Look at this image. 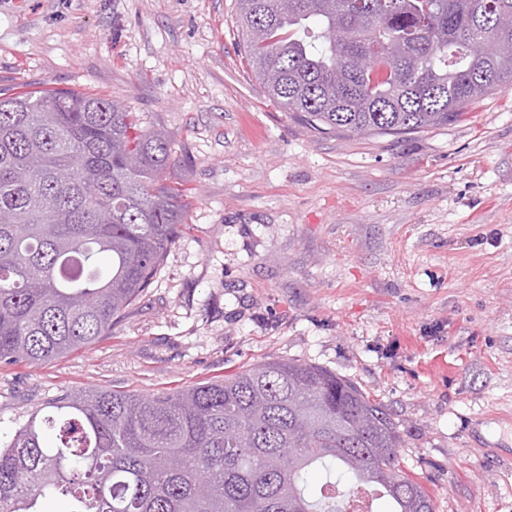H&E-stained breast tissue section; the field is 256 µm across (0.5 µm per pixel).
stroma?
<instances>
[{"mask_svg":"<svg viewBox=\"0 0 512 512\" xmlns=\"http://www.w3.org/2000/svg\"><path fill=\"white\" fill-rule=\"evenodd\" d=\"M236 0H0V98L74 90L164 128L187 225L111 334L0 362V433L64 393L271 361L384 404L435 512H512V86L448 126L320 134L241 62Z\"/></svg>","mask_w":512,"mask_h":512,"instance_id":"35a3bbf8","label":"stroma"}]
</instances>
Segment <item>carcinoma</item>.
Segmentation results:
<instances>
[{"label": "carcinoma", "instance_id": "obj_1", "mask_svg": "<svg viewBox=\"0 0 512 512\" xmlns=\"http://www.w3.org/2000/svg\"><path fill=\"white\" fill-rule=\"evenodd\" d=\"M237 0L241 56L313 130L446 126L512 85V0ZM162 130L74 91L0 99V361L42 365L112 332L179 240L189 203ZM391 412L314 364L273 361L187 389L69 392L0 439V512H344L380 488L434 512Z\"/></svg>", "mask_w": 512, "mask_h": 512}]
</instances>
